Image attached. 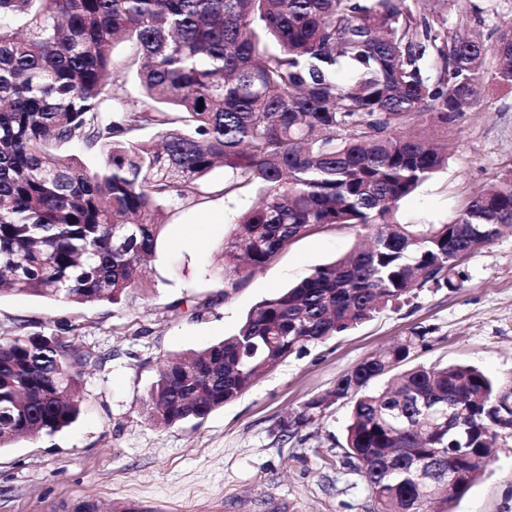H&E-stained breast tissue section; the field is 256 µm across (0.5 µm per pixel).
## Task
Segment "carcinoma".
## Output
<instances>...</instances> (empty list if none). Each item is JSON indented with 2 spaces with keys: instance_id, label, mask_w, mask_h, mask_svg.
Listing matches in <instances>:
<instances>
[{
  "instance_id": "1",
  "label": "carcinoma",
  "mask_w": 512,
  "mask_h": 512,
  "mask_svg": "<svg viewBox=\"0 0 512 512\" xmlns=\"http://www.w3.org/2000/svg\"><path fill=\"white\" fill-rule=\"evenodd\" d=\"M122 43L132 54L120 69ZM489 82L512 88V24L489 45L448 29L433 0H0V286L71 307L119 303L156 252L163 210L198 197L219 164L224 195L258 192L224 240L229 280L321 228L371 231L369 247L260 301L233 334L165 359L150 419H202L413 289L460 288V262L512 228V164L451 223L396 217L448 162L422 130L451 128ZM70 146L101 164L61 153ZM418 340L328 393L349 405L342 464L371 512H451L512 412L474 366H408ZM87 361L62 336H0V450L76 420ZM326 397L281 435L318 422Z\"/></svg>"
}]
</instances>
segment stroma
<instances>
[{"mask_svg": "<svg viewBox=\"0 0 512 512\" xmlns=\"http://www.w3.org/2000/svg\"><path fill=\"white\" fill-rule=\"evenodd\" d=\"M512 22V0H459L449 25L490 35ZM448 166L399 203L404 224L452 222L512 163V89L488 86L480 105L448 135ZM223 168L201 195L166 212L155 256L139 287L119 303L68 308L38 297L0 294V331L74 338L81 369L80 413L53 435L0 450V512H66L72 501L102 507L134 498L174 512H369L364 487L341 463L349 407L335 404L318 425L280 436L281 419L324 395L367 357L414 333L425 336L414 365L471 364L512 407V232L461 265L462 288L414 289L347 333L294 354L205 419L168 429L144 415L157 369L170 355L232 334L259 301L354 251L367 232L336 226L300 238L247 280L217 274L221 249L256 193H222ZM454 512H512V427Z\"/></svg>", "mask_w": 512, "mask_h": 512, "instance_id": "obj_1", "label": "stroma"}]
</instances>
